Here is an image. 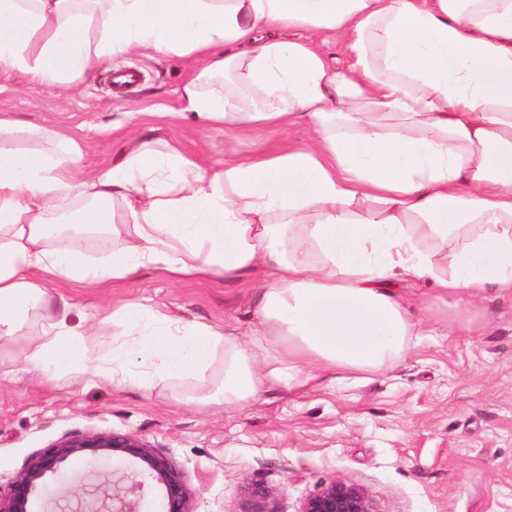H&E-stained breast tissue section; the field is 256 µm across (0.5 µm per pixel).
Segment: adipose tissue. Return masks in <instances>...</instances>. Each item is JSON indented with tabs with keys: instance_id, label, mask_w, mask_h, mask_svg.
<instances>
[{
	"instance_id": "adipose-tissue-1",
	"label": "adipose tissue",
	"mask_w": 512,
	"mask_h": 512,
	"mask_svg": "<svg viewBox=\"0 0 512 512\" xmlns=\"http://www.w3.org/2000/svg\"><path fill=\"white\" fill-rule=\"evenodd\" d=\"M336 36L340 64L312 44ZM133 52L194 67L182 96L200 122H303L312 142L220 166L136 143L86 180L73 136L39 129L41 148L20 151L0 118L10 365L123 390L203 381L219 363L209 398L234 407L397 362L421 324L393 279L441 297L512 292V0H0V67L33 85ZM153 265L262 274L249 339L139 299L71 322L61 288Z\"/></svg>"
}]
</instances>
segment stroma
<instances>
[{"label": "stroma", "mask_w": 512, "mask_h": 512, "mask_svg": "<svg viewBox=\"0 0 512 512\" xmlns=\"http://www.w3.org/2000/svg\"><path fill=\"white\" fill-rule=\"evenodd\" d=\"M124 70L139 79L115 88ZM192 75L179 58L138 53L106 60L72 89H35L1 70L0 115L71 132L88 177L135 141L211 165L310 142L304 123L248 136L201 124L181 98ZM393 286L414 297L423 329L394 368L322 375L237 408L199 403L196 386L165 380L115 391L82 374L1 378L0 485L63 433L114 430L145 438L183 467L195 512H300L336 477L362 487L376 512H512V294L491 289L444 302L425 283ZM256 292L250 277L178 278L148 267L104 288L71 285L64 295L76 319L144 299L188 322L244 331ZM468 320L474 332L465 331Z\"/></svg>", "instance_id": "stroma-1"}]
</instances>
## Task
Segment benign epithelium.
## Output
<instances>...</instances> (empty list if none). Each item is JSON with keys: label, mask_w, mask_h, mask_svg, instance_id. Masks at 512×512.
Instances as JSON below:
<instances>
[{"label": "benign epithelium", "mask_w": 512, "mask_h": 512, "mask_svg": "<svg viewBox=\"0 0 512 512\" xmlns=\"http://www.w3.org/2000/svg\"><path fill=\"white\" fill-rule=\"evenodd\" d=\"M114 456L133 461L135 470L115 474L105 468L76 474L91 512H139L137 492L156 487L163 512H194L193 493L184 471L149 441L115 431L67 432L26 460L19 475L0 487V512H33L31 503L44 495L46 478L63 475L66 464L106 462ZM300 512H374L368 494L357 485L336 478L307 497Z\"/></svg>", "instance_id": "1"}]
</instances>
